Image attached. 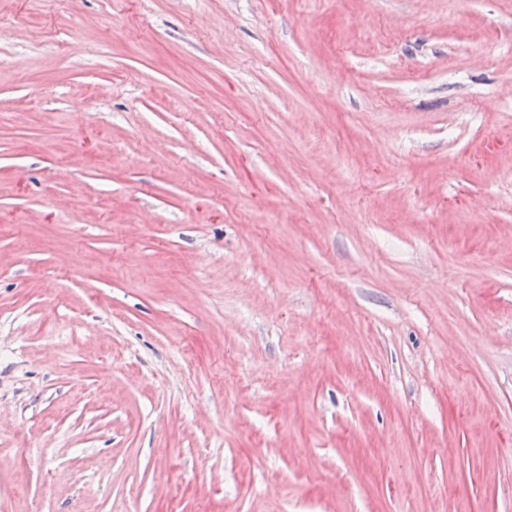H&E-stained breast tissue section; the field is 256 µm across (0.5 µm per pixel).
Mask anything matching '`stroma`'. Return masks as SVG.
<instances>
[{
    "label": "stroma",
    "mask_w": 512,
    "mask_h": 512,
    "mask_svg": "<svg viewBox=\"0 0 512 512\" xmlns=\"http://www.w3.org/2000/svg\"><path fill=\"white\" fill-rule=\"evenodd\" d=\"M0 512H512V0H0Z\"/></svg>",
    "instance_id": "35a3bbf8"
}]
</instances>
